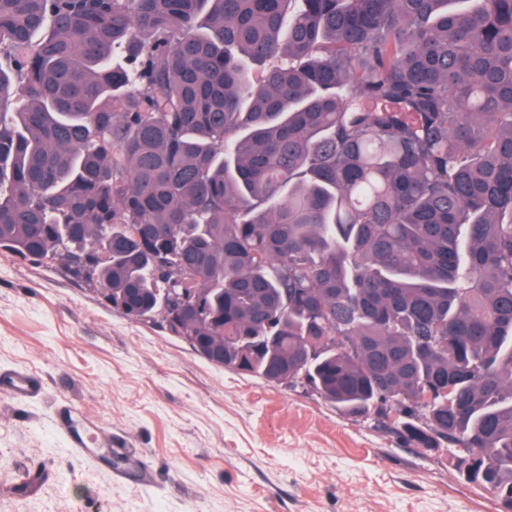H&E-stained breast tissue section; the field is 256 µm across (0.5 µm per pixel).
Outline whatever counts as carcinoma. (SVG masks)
<instances>
[{
	"label": "carcinoma",
	"mask_w": 512,
	"mask_h": 512,
	"mask_svg": "<svg viewBox=\"0 0 512 512\" xmlns=\"http://www.w3.org/2000/svg\"><path fill=\"white\" fill-rule=\"evenodd\" d=\"M60 250L512 512V0H0V252Z\"/></svg>",
	"instance_id": "obj_1"
}]
</instances>
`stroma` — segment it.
<instances>
[{
	"instance_id": "1",
	"label": "stroma",
	"mask_w": 512,
	"mask_h": 512,
	"mask_svg": "<svg viewBox=\"0 0 512 512\" xmlns=\"http://www.w3.org/2000/svg\"><path fill=\"white\" fill-rule=\"evenodd\" d=\"M16 371L38 390L11 398ZM71 417L138 449L150 483L76 452ZM402 421L213 366L64 257L0 253V512H500L469 453L410 444Z\"/></svg>"
}]
</instances>
